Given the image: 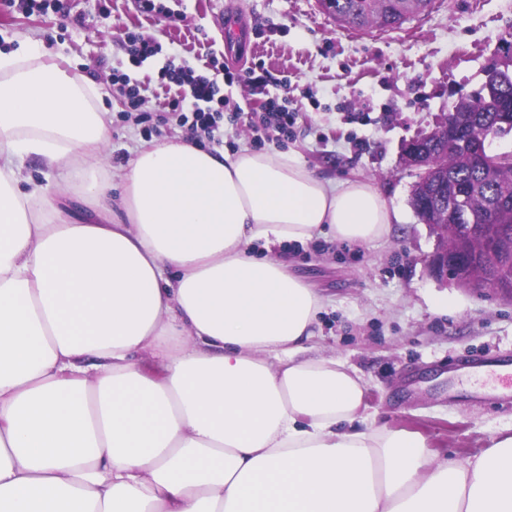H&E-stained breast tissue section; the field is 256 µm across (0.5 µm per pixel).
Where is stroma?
Masks as SVG:
<instances>
[{
    "mask_svg": "<svg viewBox=\"0 0 512 512\" xmlns=\"http://www.w3.org/2000/svg\"><path fill=\"white\" fill-rule=\"evenodd\" d=\"M145 18L141 0H63V11L0 5V50L38 40L47 59L75 66L101 93L112 141L105 160L124 165L143 141L115 79L137 85L143 108L164 111L160 70L175 56L192 67L212 54L224 95V143L297 151L328 180H372L400 220L379 241L349 246L318 236L289 250L297 274L326 300L312 352L355 368L378 425L425 438L437 458L472 460L512 424V303L488 292L443 285L427 270L436 239L409 204L416 175L404 167L406 141L428 131L459 95L477 89L502 37L512 34V0H435L402 29L339 27L318 0H160ZM161 50L129 63L128 36ZM268 71L264 93L226 76L252 65ZM289 87H282V79ZM287 95L292 134L259 142L245 116ZM451 301L440 309L437 297Z\"/></svg>",
    "mask_w": 512,
    "mask_h": 512,
    "instance_id": "35a3bbf8",
    "label": "stroma"
}]
</instances>
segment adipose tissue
Instances as JSON below:
<instances>
[{
  "label": "adipose tissue",
  "instance_id": "ef3b65f1",
  "mask_svg": "<svg viewBox=\"0 0 512 512\" xmlns=\"http://www.w3.org/2000/svg\"><path fill=\"white\" fill-rule=\"evenodd\" d=\"M96 95L0 52V512H512L511 431L433 462L309 354L323 298L273 249L383 239L373 182L184 137L115 172Z\"/></svg>",
  "mask_w": 512,
  "mask_h": 512
}]
</instances>
